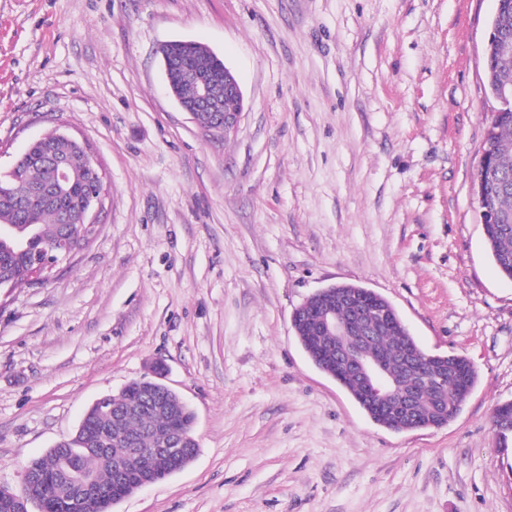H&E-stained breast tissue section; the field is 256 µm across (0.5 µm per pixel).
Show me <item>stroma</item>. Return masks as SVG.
I'll return each instance as SVG.
<instances>
[{"mask_svg": "<svg viewBox=\"0 0 512 512\" xmlns=\"http://www.w3.org/2000/svg\"><path fill=\"white\" fill-rule=\"evenodd\" d=\"M495 0H0V173L61 128L102 173L98 229L0 292V484L160 359L196 414L183 470L112 512H512V281L473 199ZM203 43L244 114L211 138L164 84ZM354 283L477 383L394 432L319 371L294 309Z\"/></svg>", "mask_w": 512, "mask_h": 512, "instance_id": "35a3bbf8", "label": "stroma"}]
</instances>
